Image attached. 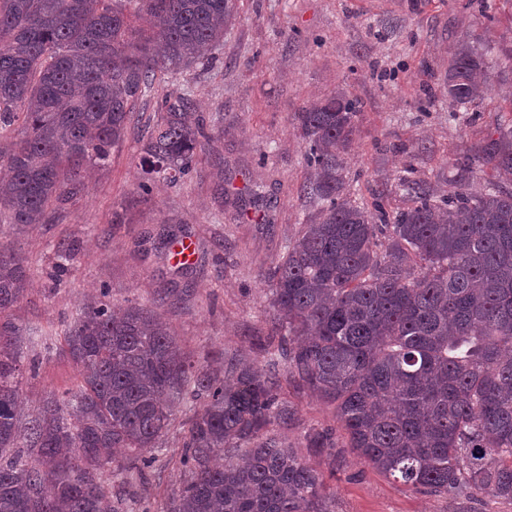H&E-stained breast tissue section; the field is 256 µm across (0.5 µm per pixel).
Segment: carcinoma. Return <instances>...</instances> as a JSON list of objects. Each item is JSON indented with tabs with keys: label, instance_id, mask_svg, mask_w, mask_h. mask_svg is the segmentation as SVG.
Instances as JSON below:
<instances>
[{
	"label": "carcinoma",
	"instance_id": "obj_1",
	"mask_svg": "<svg viewBox=\"0 0 512 512\" xmlns=\"http://www.w3.org/2000/svg\"><path fill=\"white\" fill-rule=\"evenodd\" d=\"M236 13L237 0H0V126H22L0 147V223H48L81 191L82 165L105 164L129 133L144 173L190 178L210 135L188 96L164 97L152 126L134 124L136 105L164 73L203 64ZM488 67L485 49L460 44L452 110L488 94ZM358 112L336 92L295 115L314 169L306 194L321 207L269 274V373L239 359L214 374L149 310H112L103 288L62 330L74 387L22 428L21 380L35 364L19 353L13 308L28 276L0 244V512H118L100 477L113 449L144 475V452L188 405L187 479L164 512H335L322 473L265 437L295 420L281 361L284 381L333 406L343 447L382 474L512 500V118L460 163L448 196L402 179L411 206L392 217L381 196L370 208L343 196ZM484 167L497 180L474 192ZM304 440L314 456L338 445L333 428Z\"/></svg>",
	"mask_w": 512,
	"mask_h": 512
}]
</instances>
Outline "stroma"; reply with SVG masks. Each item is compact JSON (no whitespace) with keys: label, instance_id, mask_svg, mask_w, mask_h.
I'll return each instance as SVG.
<instances>
[{"label":"stroma","instance_id":"1","mask_svg":"<svg viewBox=\"0 0 512 512\" xmlns=\"http://www.w3.org/2000/svg\"><path fill=\"white\" fill-rule=\"evenodd\" d=\"M462 39L491 46L490 91L472 111L453 112L448 66ZM207 54L212 66L167 75L136 106L152 118L165 95L191 96L212 137L190 180L159 178L141 194L145 174L129 136L106 164L85 169L82 193L55 207L49 223L0 224V243L28 270L14 309L26 330L21 352L39 362L22 380L23 419L71 386L77 367L54 334L104 287L113 307L154 310L186 356L208 358L216 371L242 356L266 367L255 346L274 322L266 275L318 211L304 191L313 170L295 122L303 108L338 91L360 102L343 156L345 192L359 203L385 192L391 213L409 205L402 176L446 196L457 160L512 115V0H239L223 43ZM172 234L192 240V262L170 257ZM286 396L295 421L269 434L310 457L304 435L335 426L333 409L292 388ZM181 445L176 424L147 479L104 472L119 512H159L179 492ZM311 459L336 512H512V501L486 493L454 497L405 485L347 448Z\"/></svg>","mask_w":512,"mask_h":512}]
</instances>
